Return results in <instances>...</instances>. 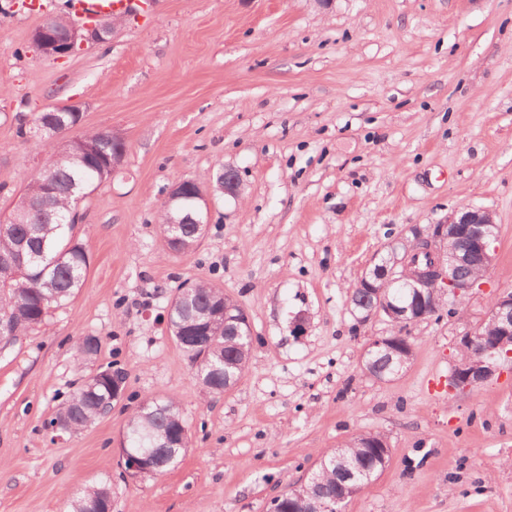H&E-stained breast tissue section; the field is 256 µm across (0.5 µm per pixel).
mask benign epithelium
Masks as SVG:
<instances>
[{"label":"benign epithelium","instance_id":"obj_1","mask_svg":"<svg viewBox=\"0 0 512 512\" xmlns=\"http://www.w3.org/2000/svg\"><path fill=\"white\" fill-rule=\"evenodd\" d=\"M121 15L110 18H98L92 22L78 25L70 19L59 22L55 16L46 18L32 33V45L41 54L50 57H65L76 51L84 43H102L112 36L119 26ZM222 192L231 197L241 195L242 185L237 171L224 167V183L220 185ZM184 198L181 185H174L165 201V208L173 211L169 215L171 224H189L194 217L183 212L180 201ZM498 225L491 212L466 207L458 211L448 222L433 227L430 234L420 229L412 231V235H403L396 239L399 248L390 252L392 266L383 270L367 268L358 281V287L368 288L376 296V303L366 314L357 318L358 323L365 324L372 319L387 318L396 322L408 312L414 314V320L441 319L444 314H453L442 304V297L448 295L457 297L461 292H469L488 278L493 269V254L491 244L497 238ZM428 245L437 276L428 281L424 272L415 268L408 273L410 257L417 253L423 245ZM473 261L479 262L483 278L474 279L464 284L457 277V270ZM392 283H402L412 288L414 303L411 309L395 305L386 295V288ZM488 316L497 325V336L500 345L512 344V292L497 298L490 307ZM210 320L221 323L224 327L232 326L235 335L252 337V327L248 315L239 306L227 304L213 310ZM395 338L382 336L373 339L364 349L360 361V369L370 374V357L376 352L390 350L394 347ZM501 355L497 347L490 346L484 351V358L473 367L457 366L448 376V390L455 391L457 386L476 388L488 381L497 371V361ZM121 464L125 474L137 479L147 471L146 459L134 452H121Z\"/></svg>","mask_w":512,"mask_h":512}]
</instances>
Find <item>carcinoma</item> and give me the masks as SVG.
Returning a JSON list of instances; mask_svg holds the SVG:
<instances>
[{"mask_svg": "<svg viewBox=\"0 0 512 512\" xmlns=\"http://www.w3.org/2000/svg\"><path fill=\"white\" fill-rule=\"evenodd\" d=\"M79 112H41L34 119L41 137H54L63 142L62 154L53 155L38 169L30 172L23 196L32 200L28 209L14 208L7 222L0 224V254L9 255L21 249L25 265L0 266V320L9 331L0 340L10 339L37 327L53 307L69 301L81 288L89 267V256L83 243L74 235L79 218L78 205L102 182L112 178V132H83L73 141L67 135L80 125ZM219 291L200 281L180 299L181 308L169 312L168 327L175 341L187 355L194 376L202 388L212 395L224 394V379L242 378L246 364L236 345L249 346L243 336H231L218 325L200 326L198 310L217 303ZM374 296L364 288L353 286L347 292L351 312L369 308ZM101 351L97 336H85L77 346V359H94ZM411 356V343L400 341L395 351L372 356V373L386 380L398 370V359ZM125 376L119 369L102 370L87 381L62 404L51 423H62L71 431L94 423L110 402L111 382L107 374ZM176 403L171 399L152 398L144 401L126 424L124 435L133 451L149 454L153 459L150 475L168 471L187 450L189 436ZM379 433L361 434L344 447L321 455L314 482L306 487H291L281 492L282 512H307L308 501L315 497L328 499L344 490L350 498L380 475L375 463ZM357 464L355 478L344 480L339 475L336 457ZM96 504L111 509L110 491L98 485L86 490L71 504V512H90Z\"/></svg>", "mask_w": 512, "mask_h": 512, "instance_id": "cac0c4a2", "label": "carcinoma"}]
</instances>
